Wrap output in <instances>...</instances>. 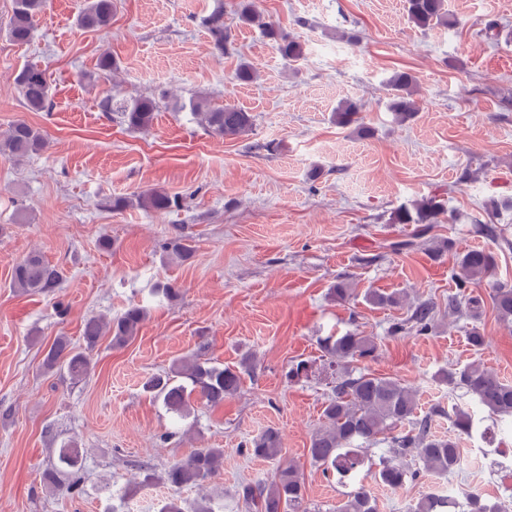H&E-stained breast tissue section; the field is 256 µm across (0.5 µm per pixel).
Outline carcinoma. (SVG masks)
Returning a JSON list of instances; mask_svg holds the SVG:
<instances>
[{
    "instance_id": "carcinoma-1",
    "label": "carcinoma",
    "mask_w": 512,
    "mask_h": 512,
    "mask_svg": "<svg viewBox=\"0 0 512 512\" xmlns=\"http://www.w3.org/2000/svg\"><path fill=\"white\" fill-rule=\"evenodd\" d=\"M49 0H15L13 13L6 27L9 40L23 44L30 41L36 18L44 12ZM113 0H86L77 15V26L84 30H102L111 25ZM409 19L417 27L428 29L435 25L452 24L448 16L446 0H406ZM239 18L242 22L256 23L274 43L281 58L296 62L303 57V46L297 38L281 30L271 22L261 21L260 14L250 0L241 4ZM211 49L217 54L230 50V34L224 27V14L215 12L205 19ZM15 81L20 89L26 108L31 112H42L51 102V88L46 73L38 65L28 63L17 72ZM389 91L388 109L395 119L404 124L413 120L419 112L417 79L409 71L398 70L387 80ZM100 110L107 118L117 117L120 123L134 131L148 130L154 120L159 104L153 96L127 97L116 90L102 99ZM179 110H189L195 119L213 136L238 138L253 130L254 116L235 106L226 104L214 107L203 100L192 97L189 101L175 105ZM359 103L348 100L336 107V124L350 128L360 137L371 135L360 113ZM47 146L45 134L24 119L12 122L5 134L0 135V155L20 160L38 153ZM139 204L156 212L168 211L175 200L166 193L154 190L138 195ZM445 213V204L434 198L416 201L410 207L398 209L393 217L396 224H437ZM493 254L484 249H473L456 259L458 271L454 274L456 292L448 295V309L465 306L469 316L475 320L481 316L483 299L470 292L472 286L488 277L494 267ZM59 269L45 261L40 253L33 251L15 266L12 287L21 292H45L60 283ZM407 299L405 295L373 292L367 300L379 307H396ZM491 300L499 318L512 322V286L498 284L491 290ZM147 317L145 307L132 303L124 312L111 320L90 317L83 323L85 349L74 347L70 340L59 336L46 351L43 367L47 371H64L74 381L83 380L90 370L87 351L93 349L101 336L112 335V345L122 346L133 338ZM433 322V304L420 301L414 304L408 325H399L397 330H407L416 335L427 334ZM323 349L329 365L335 370L334 397L323 410L324 427L311 438L308 448L311 460L323 467L324 472L334 471L340 478L356 477L365 466H373L363 445L390 439L396 454L413 456L422 463L423 470L448 475L460 469L464 457L458 442L452 438H441L430 433L431 418H418L417 393L401 382L373 373L357 375L349 371L355 361L372 360L378 346L371 336L347 333L329 336ZM441 381L451 391L461 390L490 413L501 418H512V384L500 379L481 362H471L461 369L450 368L438 373ZM242 383V372L208 360L178 359L164 375H153L145 383L146 391L163 402L166 409L184 417L191 407V396L196 393L210 406H218L233 397ZM409 423L412 429L394 434L396 428ZM453 425L464 435L472 434V414L456 407ZM282 451L281 437L274 428H269L249 441V455L266 460H275ZM59 460L69 469L71 480L67 491L74 493L81 483L83 453L74 444L59 448ZM224 460L222 448H198L186 459L173 464L164 480L175 488L200 487L219 469ZM420 477V469L380 460L374 471L375 480L392 490L413 483ZM242 500L254 512H309L305 506V484L293 465L277 468L274 480L264 486L246 485L242 488ZM470 512H504L501 503L480 497L467 498ZM456 501H448L431 494L421 497L410 512H452ZM337 512H377L375 499L363 485L345 494V500Z\"/></svg>"
}]
</instances>
